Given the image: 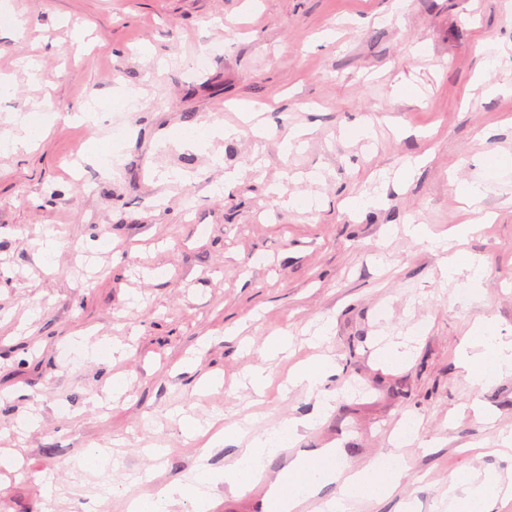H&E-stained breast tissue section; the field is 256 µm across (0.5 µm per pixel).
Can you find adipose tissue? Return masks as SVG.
I'll return each instance as SVG.
<instances>
[{
  "label": "adipose tissue",
  "instance_id": "obj_1",
  "mask_svg": "<svg viewBox=\"0 0 512 512\" xmlns=\"http://www.w3.org/2000/svg\"><path fill=\"white\" fill-rule=\"evenodd\" d=\"M473 222L458 225L453 234L446 236L434 233L427 225L410 224L406 230L413 237L428 241L444 254L442 276L448 282H464L468 290H475L477 278L472 271L474 258L455 245L456 239L468 236L476 231ZM471 350L461 352L460 360L470 380L478 385L492 379L512 374V341L503 340L497 335L491 322L485 321L472 330ZM252 416L243 421L224 424L215 432H207L191 416L182 415L181 422L190 436H208L210 443L223 440L240 442L241 449L235 461L225 467L223 472L202 475L193 481H175L156 492L130 498L127 512H173L179 505H190L192 512H209L218 484L229 488H242L254 475L272 463L278 450L266 434H250L247 426ZM390 457L396 464L390 468L370 467L345 471L344 468L325 471H312L306 465V455H298L289 462L284 473L288 477L289 506H296L301 500L317 495L323 488L338 484L339 492L330 496L327 503L334 512H345L348 501L358 499H377L390 495L399 482L404 470L398 458V449H391ZM497 491L489 482L477 481L468 471L451 476L448 482V512H486L489 500Z\"/></svg>",
  "mask_w": 512,
  "mask_h": 512
}]
</instances>
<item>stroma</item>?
<instances>
[{
    "mask_svg": "<svg viewBox=\"0 0 512 512\" xmlns=\"http://www.w3.org/2000/svg\"><path fill=\"white\" fill-rule=\"evenodd\" d=\"M0 14V79L15 88L0 135L23 139L24 115L54 105L38 145L0 153V457L18 458L0 465V512H126L199 465L223 472L237 443L203 447L181 409L204 424L253 408L260 431L313 420L299 447L344 449L354 468L379 464L412 418L399 487L356 512H444L453 474L512 475L494 452L512 432V375L477 386L458 360L476 322L512 340V173L489 181L483 166L512 158V0H0ZM92 101L97 123L71 122ZM243 107L265 137L167 138L239 124ZM361 117L376 140L357 138ZM296 127L305 143L285 153ZM112 149L107 170L97 157ZM228 169L241 173L229 189ZM481 180L496 218L464 244L481 280L460 292L403 227L464 222L455 189ZM376 194L379 207L344 206ZM49 231L60 247L45 257ZM324 324L337 375L284 389ZM280 330L289 356L256 395L246 375ZM387 344L406 361L385 362ZM114 373L124 388L106 391ZM211 374L223 388L199 394ZM156 445L165 465L145 454ZM94 448L112 468L79 467Z\"/></svg>",
    "mask_w": 512,
    "mask_h": 512,
    "instance_id": "obj_1",
    "label": "stroma"
}]
</instances>
